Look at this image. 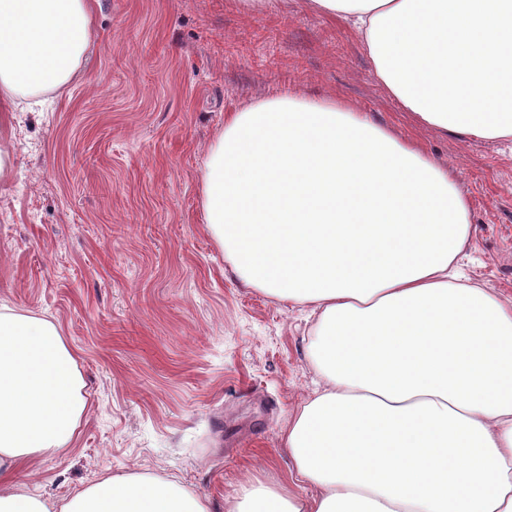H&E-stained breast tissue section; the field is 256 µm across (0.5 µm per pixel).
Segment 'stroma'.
I'll return each instance as SVG.
<instances>
[{
  "instance_id": "35a3bbf8",
  "label": "stroma",
  "mask_w": 512,
  "mask_h": 512,
  "mask_svg": "<svg viewBox=\"0 0 512 512\" xmlns=\"http://www.w3.org/2000/svg\"><path fill=\"white\" fill-rule=\"evenodd\" d=\"M80 76L0 125V305L57 324L87 408L71 451L23 487L53 501L116 474L177 482L225 512L288 482L282 436L324 384L309 307L247 286L207 230L200 176L228 113L285 94L333 99L418 144L470 206L458 268L512 303V138L421 125L355 30L277 0H93Z\"/></svg>"
}]
</instances>
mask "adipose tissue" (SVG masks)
<instances>
[{
    "mask_svg": "<svg viewBox=\"0 0 512 512\" xmlns=\"http://www.w3.org/2000/svg\"><path fill=\"white\" fill-rule=\"evenodd\" d=\"M351 22L417 119L512 138V0H309ZM89 0H0V112L67 87ZM204 221L246 285L320 312L325 385L288 421L290 484L226 512H512V305L458 281L470 211L447 168L336 100L230 113L201 175ZM51 320L0 307V512H210L146 475L51 507L18 481L73 442L87 400Z\"/></svg>",
    "mask_w": 512,
    "mask_h": 512,
    "instance_id": "adipose-tissue-1",
    "label": "adipose tissue"
}]
</instances>
